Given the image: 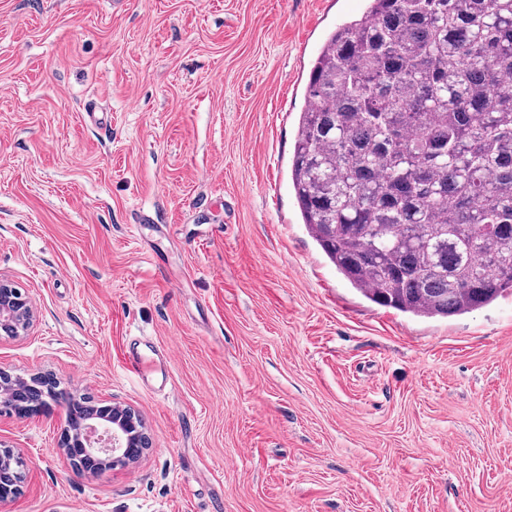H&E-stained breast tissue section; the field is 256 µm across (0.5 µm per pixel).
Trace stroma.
<instances>
[{
    "instance_id": "1",
    "label": "stroma",
    "mask_w": 512,
    "mask_h": 512,
    "mask_svg": "<svg viewBox=\"0 0 512 512\" xmlns=\"http://www.w3.org/2000/svg\"><path fill=\"white\" fill-rule=\"evenodd\" d=\"M365 0H0V369L142 416L104 475L63 408L0 415V512H512V294L374 304L307 232L290 160L309 64ZM169 345L147 390L124 344ZM30 301L19 289L0 277V329L8 336H24L32 326ZM0 501L12 499L17 494L21 483V460L11 447L0 442Z\"/></svg>"
}]
</instances>
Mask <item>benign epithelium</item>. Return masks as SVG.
<instances>
[{"label": "benign epithelium", "mask_w": 512, "mask_h": 512, "mask_svg": "<svg viewBox=\"0 0 512 512\" xmlns=\"http://www.w3.org/2000/svg\"><path fill=\"white\" fill-rule=\"evenodd\" d=\"M30 301L19 289L0 278V331L8 336H24L32 326ZM67 408V426L61 441L63 452L72 470L84 472L81 460L85 457H104L114 468L124 460L132 447H150L141 420L130 408L105 406L112 415L93 414L75 422L76 407L72 392L61 382L42 380L40 375L28 379L12 378L0 373V410L31 416L47 412L45 398ZM21 457L9 447H0V501L15 497L21 483Z\"/></svg>", "instance_id": "1"}]
</instances>
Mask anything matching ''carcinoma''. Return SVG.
<instances>
[{"instance_id": "1", "label": "carcinoma", "mask_w": 512, "mask_h": 512, "mask_svg": "<svg viewBox=\"0 0 512 512\" xmlns=\"http://www.w3.org/2000/svg\"><path fill=\"white\" fill-rule=\"evenodd\" d=\"M290 180L367 300L445 319L512 293V0H367L310 64Z\"/></svg>"}]
</instances>
